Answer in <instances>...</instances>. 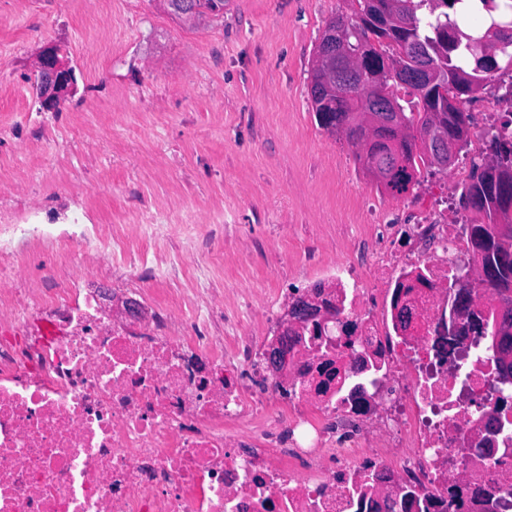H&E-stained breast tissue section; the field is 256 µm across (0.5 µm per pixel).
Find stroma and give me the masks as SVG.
I'll return each instance as SVG.
<instances>
[{
	"label": "stroma",
	"instance_id": "35a3bbf8",
	"mask_svg": "<svg viewBox=\"0 0 512 512\" xmlns=\"http://www.w3.org/2000/svg\"><path fill=\"white\" fill-rule=\"evenodd\" d=\"M353 0H224L219 15L185 21L165 0H0V124L39 126L37 139L0 138V192L23 203L40 186L47 208L72 206L68 185L93 177L97 224H133L181 204L196 221L224 212L225 293L260 307L306 287L336 258L337 228L367 213L414 223L441 197L459 200V151L402 194L366 173L344 136L321 128L311 67L321 35ZM77 84L60 123L31 84L46 48ZM326 243L322 263L304 259Z\"/></svg>",
	"mask_w": 512,
	"mask_h": 512
}]
</instances>
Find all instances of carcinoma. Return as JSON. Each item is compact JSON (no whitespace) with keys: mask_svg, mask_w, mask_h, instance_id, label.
<instances>
[{"mask_svg":"<svg viewBox=\"0 0 512 512\" xmlns=\"http://www.w3.org/2000/svg\"><path fill=\"white\" fill-rule=\"evenodd\" d=\"M360 10L358 37L369 46V68L372 81L384 76V61L394 56V45L405 50V65L414 69L432 65L443 74L442 88L425 92L408 84L407 98H396L409 132L398 134L387 127L376 132L378 141L366 153H357L364 168L388 162V155L397 153L405 163L397 177L384 183V187L398 194L404 193L417 182V175L429 170L433 164L418 144L417 133L425 131L429 123L437 121L448 137L467 140L468 115L461 104L465 96L501 70L497 57H483L474 49L478 35L462 30L449 19L448 9L460 0H403L410 18L407 29L387 23L391 4L389 0H357ZM487 13L496 12L491 19L487 36H494L498 44L512 45V0H476ZM371 95L370 87H353L346 92L324 88L311 91L313 110L319 125L332 132H343L348 144L355 147L365 137L362 127L351 123L352 98L348 93ZM487 154L482 163L473 164L474 174L461 193V201L468 208L484 215L485 220L470 227L473 252L479 265L490 271L484 283L492 288L507 316L498 325L497 365L502 377H512V362L505 363V356H512V233L503 232L512 227V133H495L487 142Z\"/></svg>","mask_w":512,"mask_h":512,"instance_id":"obj_1","label":"carcinoma"}]
</instances>
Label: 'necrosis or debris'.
I'll return each mask as SVG.
<instances>
[{
  "label": "necrosis or debris",
  "instance_id": "obj_1",
  "mask_svg": "<svg viewBox=\"0 0 512 512\" xmlns=\"http://www.w3.org/2000/svg\"><path fill=\"white\" fill-rule=\"evenodd\" d=\"M0 197V512H512V398L493 357L494 291L472 275L465 217L355 224L360 264L268 309L210 277L224 216L123 232L45 224ZM120 256L139 286L101 302ZM192 266L195 288L155 293ZM293 350L287 375L267 348Z\"/></svg>",
  "mask_w": 512,
  "mask_h": 512
}]
</instances>
